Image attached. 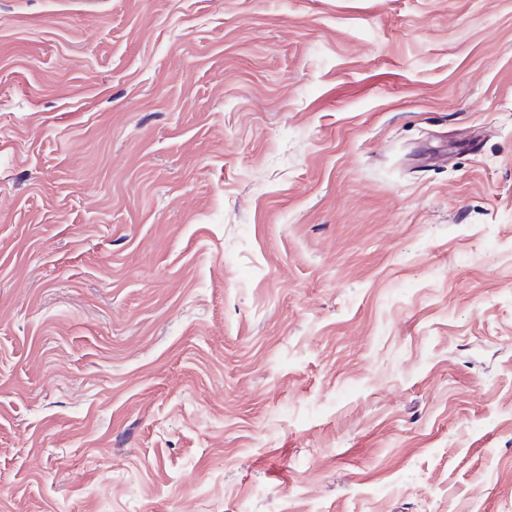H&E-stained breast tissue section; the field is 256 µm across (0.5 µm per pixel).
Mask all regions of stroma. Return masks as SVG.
Listing matches in <instances>:
<instances>
[{
  "label": "stroma",
  "instance_id": "1",
  "mask_svg": "<svg viewBox=\"0 0 512 512\" xmlns=\"http://www.w3.org/2000/svg\"><path fill=\"white\" fill-rule=\"evenodd\" d=\"M0 512H512V0H0Z\"/></svg>",
  "mask_w": 512,
  "mask_h": 512
}]
</instances>
